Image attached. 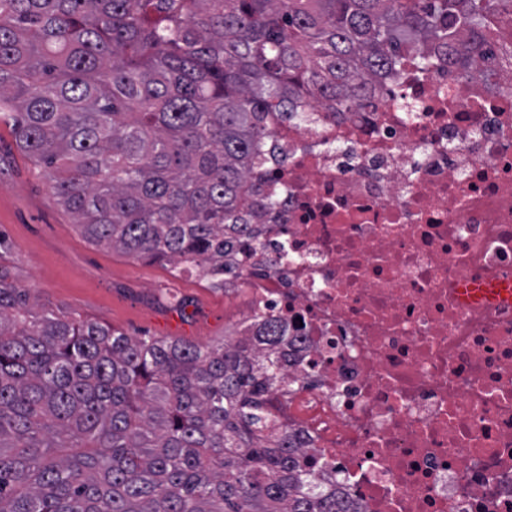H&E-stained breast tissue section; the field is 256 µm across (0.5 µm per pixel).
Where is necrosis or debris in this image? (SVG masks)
<instances>
[{
    "mask_svg": "<svg viewBox=\"0 0 512 512\" xmlns=\"http://www.w3.org/2000/svg\"><path fill=\"white\" fill-rule=\"evenodd\" d=\"M466 76L409 59L366 107L272 122L253 173L277 191L224 283L229 339L275 316L273 433L354 512H512V24ZM459 295L465 302H471L486 296L493 297L496 300H510L512 298V284L509 278L505 284L494 283L491 286H483L481 288H460Z\"/></svg>",
    "mask_w": 512,
    "mask_h": 512,
    "instance_id": "4bbe7bcc",
    "label": "necrosis or debris"
}]
</instances>
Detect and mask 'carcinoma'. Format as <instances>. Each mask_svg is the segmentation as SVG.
I'll list each match as a JSON object with an SVG mask.
<instances>
[{
  "label": "carcinoma",
  "mask_w": 512,
  "mask_h": 512,
  "mask_svg": "<svg viewBox=\"0 0 512 512\" xmlns=\"http://www.w3.org/2000/svg\"><path fill=\"white\" fill-rule=\"evenodd\" d=\"M504 0H0V124L91 243L224 290L276 202L270 119L344 111L414 51L468 71ZM256 345L129 336L31 299L0 263V512H349L265 434Z\"/></svg>",
  "instance_id": "obj_1"
}]
</instances>
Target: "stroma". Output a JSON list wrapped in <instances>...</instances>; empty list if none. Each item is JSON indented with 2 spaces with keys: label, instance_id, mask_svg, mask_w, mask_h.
<instances>
[{
  "label": "stroma",
  "instance_id": "stroma-1",
  "mask_svg": "<svg viewBox=\"0 0 512 512\" xmlns=\"http://www.w3.org/2000/svg\"><path fill=\"white\" fill-rule=\"evenodd\" d=\"M0 263L39 303L132 336L179 337L204 343L223 337L224 294L172 265L136 261L90 243L54 201L39 167L0 126ZM191 299L196 314L182 321L171 295Z\"/></svg>",
  "mask_w": 512,
  "mask_h": 512
}]
</instances>
